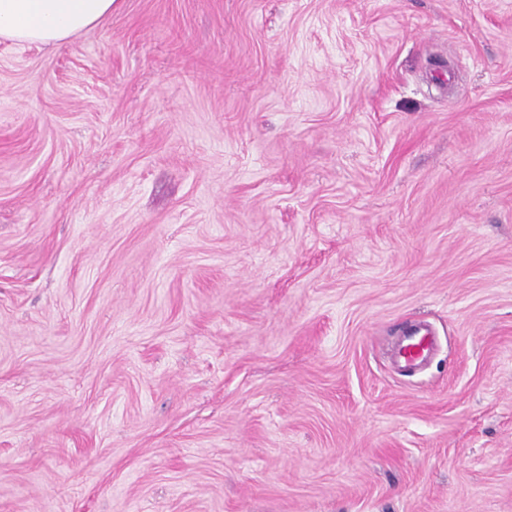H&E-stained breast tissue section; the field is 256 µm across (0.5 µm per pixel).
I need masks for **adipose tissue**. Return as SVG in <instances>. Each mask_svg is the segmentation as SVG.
<instances>
[{
  "label": "adipose tissue",
  "mask_w": 512,
  "mask_h": 512,
  "mask_svg": "<svg viewBox=\"0 0 512 512\" xmlns=\"http://www.w3.org/2000/svg\"><path fill=\"white\" fill-rule=\"evenodd\" d=\"M118 0H0V41L57 46L111 16Z\"/></svg>",
  "instance_id": "1"
}]
</instances>
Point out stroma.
Instances as JSON below:
<instances>
[{"label": "stroma", "mask_w": 512, "mask_h": 512, "mask_svg": "<svg viewBox=\"0 0 512 512\" xmlns=\"http://www.w3.org/2000/svg\"><path fill=\"white\" fill-rule=\"evenodd\" d=\"M0 512H512V0L0 43ZM412 332L405 336L399 350V358L408 366H413L421 362L426 355L433 350L434 338L425 330V333L419 335Z\"/></svg>", "instance_id": "1"}]
</instances>
